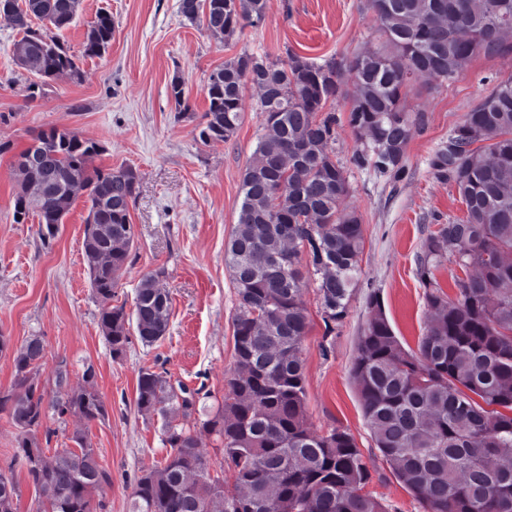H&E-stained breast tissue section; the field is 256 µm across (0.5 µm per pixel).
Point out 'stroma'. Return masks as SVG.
I'll list each match as a JSON object with an SVG mask.
<instances>
[{"label": "stroma", "instance_id": "1", "mask_svg": "<svg viewBox=\"0 0 512 512\" xmlns=\"http://www.w3.org/2000/svg\"><path fill=\"white\" fill-rule=\"evenodd\" d=\"M178 4L81 0L74 22L59 33L81 75L51 81L45 95L34 100L28 86L35 77L21 72L13 58L20 35L0 15V144L7 146L0 153V334L12 345L0 353V387H10L14 379L13 348L34 334L46 346L44 378L66 364L68 388L75 391L84 384L86 366H93L107 410L105 420L88 426L91 445L110 476L94 494L102 512H128L137 478L166 455L161 418L145 417L135 406L140 369L183 382L213 401L223 399L226 380L236 370L237 297L224 247L238 222L242 175L266 122L257 107L258 89L247 87L235 135L202 144L197 125L208 108L209 73L244 51L277 61L291 51L315 61L349 57L372 48L376 29L367 0H267L264 21L244 26L227 44L211 35L205 20L187 22ZM102 11L112 17V42L103 56L89 57L86 33ZM511 75L512 52L476 57L445 85L422 78V93L408 104L421 110L423 122L410 130L407 170L394 186L353 165L357 138L343 122L347 103H334L342 122L331 150L351 185L342 206L360 215L366 244L344 318L324 324L315 284L303 290L311 321L299 348L307 423L319 432L336 426L353 435L371 462L367 489L388 512H424V506L394 475L364 420L352 379L358 338L374 297L401 344L416 348L429 315L417 257L431 232L465 214L454 183L434 174L430 161L466 113ZM175 78L183 85L191 117L177 115L170 95ZM62 127L98 143L95 166H129L140 175L131 209L135 243L113 302L133 309L136 288L160 275L172 298V316L165 337L154 345L134 336L115 356L103 337L102 305L84 261L88 208L83 199L73 202L47 244L38 236L36 216L21 224L14 220L15 154L35 134ZM16 439V429L1 413L0 471H14L20 488L17 512H31L35 490L14 468Z\"/></svg>", "mask_w": 512, "mask_h": 512}]
</instances>
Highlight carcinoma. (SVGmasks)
Wrapping results in <instances>:
<instances>
[{
	"instance_id": "obj_1",
	"label": "carcinoma",
	"mask_w": 512,
	"mask_h": 512,
	"mask_svg": "<svg viewBox=\"0 0 512 512\" xmlns=\"http://www.w3.org/2000/svg\"><path fill=\"white\" fill-rule=\"evenodd\" d=\"M0 14L23 32L16 43L20 68L43 79L30 86L43 94L46 80L80 76L74 55L54 31L69 26L80 0H11ZM378 21L380 47L338 61L315 62L288 52L284 62L243 52L209 76V107L199 139L226 141L237 131L246 86L260 91L257 105L267 131L241 180L238 224L224 261L236 289L234 323L237 370L224 401L195 418L197 392L174 389L144 369L136 386L139 411L163 419V465L138 477L131 512H386L366 486L370 469L353 436L339 428L312 430L299 346L310 322L301 304L308 281L316 284L323 319L344 317L360 274L364 250L361 217L341 211L350 193L344 167L329 152L339 119L327 105L348 101L347 125L359 147L352 162L397 181L406 172L411 127L420 119L406 103L421 93L420 78L450 83L480 55L512 51V0H368ZM266 0H210L207 29L228 42L237 29L264 21ZM37 19L43 28L33 29ZM112 41V17L100 12L84 48L100 56ZM354 78L349 90L344 73ZM55 156V191L41 172L16 155L14 204L21 224L34 212L42 242L52 241L72 202L86 198L84 260L96 297L100 326L112 353L129 342V325L151 346L169 327L170 297L159 287L164 271L136 289L132 314L112 305V295L135 237L130 209L138 172L93 165L98 144L67 128L38 134ZM450 178L465 217L443 224L419 256L431 315L417 350L394 335L381 306L358 342L352 378L376 448L425 512H512V76L470 112L431 159ZM306 263H301V256ZM455 263L446 293L431 268ZM46 353L30 336L14 357V380L0 389V411L18 431L14 462L35 488L33 512H97L93 493L109 481L85 431L72 441L81 455H49L38 436L48 412L62 422L103 420L93 366L84 385L48 396L40 386ZM223 449L236 493L224 475L211 474L199 435ZM18 484L0 471V512H17Z\"/></svg>"
}]
</instances>
